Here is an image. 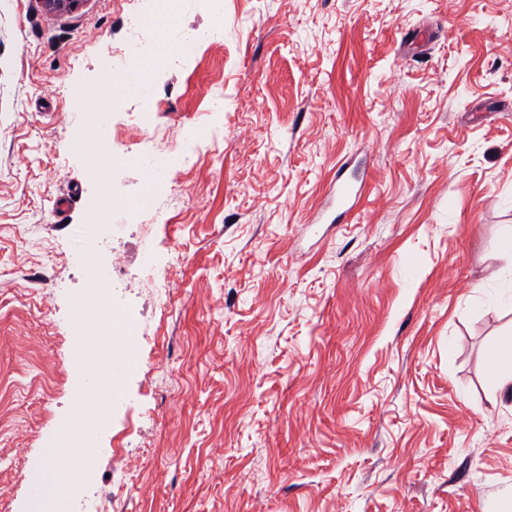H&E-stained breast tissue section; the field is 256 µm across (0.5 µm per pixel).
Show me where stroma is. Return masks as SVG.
I'll use <instances>...</instances> for the list:
<instances>
[{
	"label": "stroma",
	"mask_w": 512,
	"mask_h": 512,
	"mask_svg": "<svg viewBox=\"0 0 512 512\" xmlns=\"http://www.w3.org/2000/svg\"><path fill=\"white\" fill-rule=\"evenodd\" d=\"M223 2L221 37L94 118L154 0H0V503L35 512L58 424L95 411L93 295L139 344L67 512H512V391L486 380L512 338V0ZM87 128L103 155L69 149ZM133 151L189 162L154 191ZM340 171L363 195L336 224Z\"/></svg>",
	"instance_id": "obj_1"
}]
</instances>
